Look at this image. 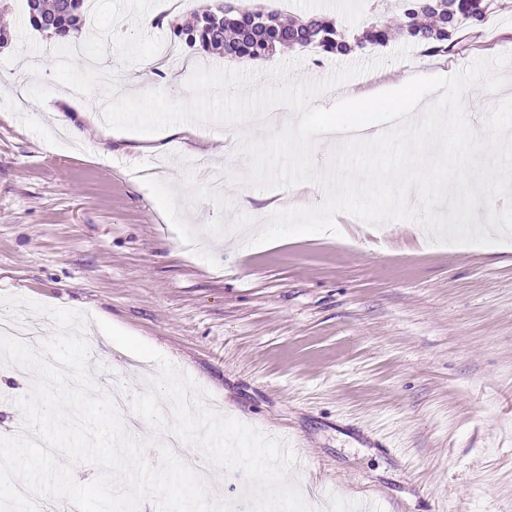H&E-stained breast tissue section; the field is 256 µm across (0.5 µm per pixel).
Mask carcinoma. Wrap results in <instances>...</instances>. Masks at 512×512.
I'll list each match as a JSON object with an SVG mask.
<instances>
[{"instance_id": "obj_1", "label": "carcinoma", "mask_w": 512, "mask_h": 512, "mask_svg": "<svg viewBox=\"0 0 512 512\" xmlns=\"http://www.w3.org/2000/svg\"><path fill=\"white\" fill-rule=\"evenodd\" d=\"M28 13L33 28L56 43H66L86 26L87 0H35ZM497 8L496 0H399L395 30L430 55L448 53L458 33L476 30ZM389 23L376 18L355 32L332 18L303 20L284 17L264 6L255 9H204L193 20L174 29V35L203 53L266 59L284 48H314L327 55H350L368 45H383L391 38Z\"/></svg>"}]
</instances>
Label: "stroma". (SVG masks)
Listing matches in <instances>:
<instances>
[{
  "instance_id": "1",
  "label": "stroma",
  "mask_w": 512,
  "mask_h": 512,
  "mask_svg": "<svg viewBox=\"0 0 512 512\" xmlns=\"http://www.w3.org/2000/svg\"><path fill=\"white\" fill-rule=\"evenodd\" d=\"M222 0H95V16L76 40L105 54L119 93L132 78L174 95L148 67L173 24ZM488 27L446 55L425 54L395 38L342 56L287 50L267 59L255 84L301 85L336 66L375 57L387 64L319 94L313 105L398 88L410 76H448L477 59L512 55V0ZM298 18L329 16L349 31L383 8L381 0H238ZM148 24H140V17ZM0 295L81 312L99 353L101 376L146 393L157 365L109 340L105 320L166 356L201 388V402L278 442L295 439L292 473L319 512L364 499L378 512H512V243H434L418 223L399 235L354 223L339 234L283 238L249 247L260 210L285 195L321 204L323 189L258 188L229 142L224 196H212L194 161L200 144L233 131L230 123L196 134L113 131L86 139L92 119L63 106L38 116L18 110V93L40 101L80 88L105 102L82 57L62 60L61 45L35 30L26 0H0ZM407 58L394 59L401 47ZM40 69L25 82L24 64ZM505 85L470 89L467 121L486 133L488 112L512 98ZM32 388L0 365V428L23 418L15 400ZM208 497L241 496L239 469L206 464Z\"/></svg>"
}]
</instances>
